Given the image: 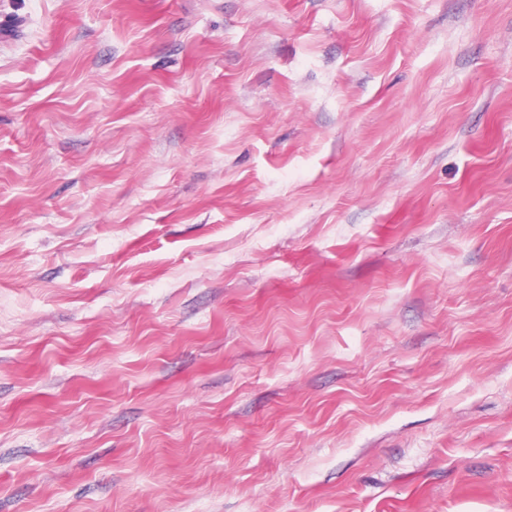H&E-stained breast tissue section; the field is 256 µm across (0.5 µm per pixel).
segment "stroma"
Listing matches in <instances>:
<instances>
[{
    "instance_id": "stroma-1",
    "label": "stroma",
    "mask_w": 512,
    "mask_h": 512,
    "mask_svg": "<svg viewBox=\"0 0 512 512\" xmlns=\"http://www.w3.org/2000/svg\"><path fill=\"white\" fill-rule=\"evenodd\" d=\"M0 512H512V0H0Z\"/></svg>"
}]
</instances>
